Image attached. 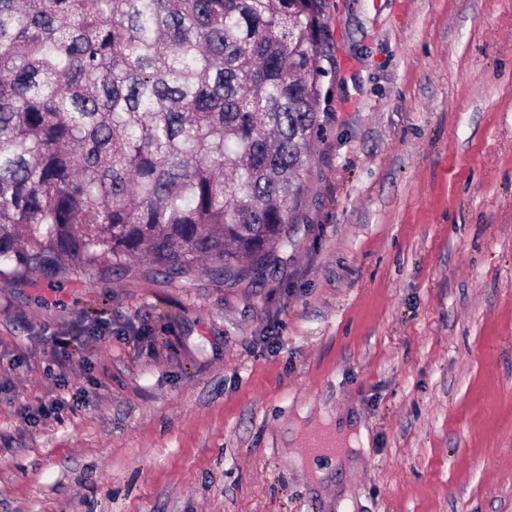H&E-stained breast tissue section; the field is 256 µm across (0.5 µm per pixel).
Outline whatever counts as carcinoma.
<instances>
[{
    "label": "carcinoma",
    "mask_w": 512,
    "mask_h": 512,
    "mask_svg": "<svg viewBox=\"0 0 512 512\" xmlns=\"http://www.w3.org/2000/svg\"><path fill=\"white\" fill-rule=\"evenodd\" d=\"M325 29L323 0H0V265L275 268Z\"/></svg>",
    "instance_id": "1"
}]
</instances>
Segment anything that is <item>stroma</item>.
I'll list each match as a JSON object with an SVG mask.
<instances>
[{
	"instance_id": "35a3bbf8",
	"label": "stroma",
	"mask_w": 512,
	"mask_h": 512,
	"mask_svg": "<svg viewBox=\"0 0 512 512\" xmlns=\"http://www.w3.org/2000/svg\"><path fill=\"white\" fill-rule=\"evenodd\" d=\"M325 18L276 271L0 275V512H512V0ZM336 414L369 446L318 480Z\"/></svg>"
}]
</instances>
